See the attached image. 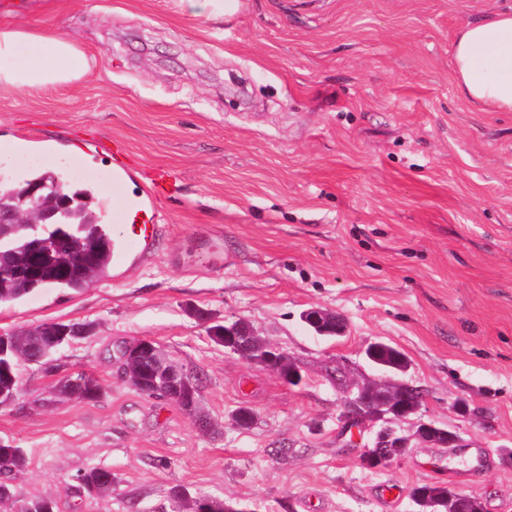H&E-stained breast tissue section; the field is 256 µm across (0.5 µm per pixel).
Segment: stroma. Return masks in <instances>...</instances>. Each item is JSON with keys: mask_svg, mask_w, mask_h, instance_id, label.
Returning a JSON list of instances; mask_svg holds the SVG:
<instances>
[{"mask_svg": "<svg viewBox=\"0 0 512 512\" xmlns=\"http://www.w3.org/2000/svg\"><path fill=\"white\" fill-rule=\"evenodd\" d=\"M26 3L15 24L57 27L106 69L0 93V169L64 171L107 198L114 231L153 169L179 189L158 204L154 261L0 303V335L88 327L21 362V391L0 406V440L27 456L21 492L58 512H171L176 490L252 512H419L411 489L436 484L512 512V112L477 110L451 67L460 28L512 0H242L219 22L179 0ZM119 159L131 177L116 191ZM312 307L343 335L311 333ZM239 318L301 385L210 339ZM137 338L196 375L199 417L127 384L120 348ZM374 341L404 354L423 414L461 447L419 443L383 469L343 447L328 371L370 375ZM81 371L105 395L59 398ZM242 406L251 427L233 421ZM93 466L115 476L110 496L76 492ZM302 321L312 327H322L323 335L334 324L339 325V319L336 315L318 307L310 308L303 312Z\"/></svg>", "mask_w": 512, "mask_h": 512, "instance_id": "35a3bbf8", "label": "stroma"}]
</instances>
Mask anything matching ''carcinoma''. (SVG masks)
I'll list each match as a JSON object with an SVG mask.
<instances>
[{
    "instance_id": "cac0c4a2",
    "label": "carcinoma",
    "mask_w": 512,
    "mask_h": 512,
    "mask_svg": "<svg viewBox=\"0 0 512 512\" xmlns=\"http://www.w3.org/2000/svg\"><path fill=\"white\" fill-rule=\"evenodd\" d=\"M45 185L44 201L51 203L50 195L62 190L66 193L69 205L52 224H40L34 231L47 242L46 255L38 262V274L27 276L20 272L31 262L33 231L20 229L0 239V302L19 301L39 288L52 287L66 292H80L96 281L101 280L112 265V234L107 224L100 219L99 211L92 207V194L87 188L76 190L65 188L64 175L60 170L39 171L29 178L0 181V210L12 208L24 190L32 185ZM93 250L94 263L88 270L80 264V257L87 249ZM43 331H24L8 335L10 339L21 341L23 351L36 362L48 359L60 344L55 341L47 329L56 328V323L43 324ZM371 362L387 373H395L405 368L407 361L402 352L384 344L370 354ZM19 359L8 349L0 355V402L13 400L20 389L18 377ZM140 365L145 387L139 392L152 397H164L170 388L167 375L157 370L148 354L140 356ZM74 378L81 383L73 386L65 381L59 383L61 393H77L81 400H96L106 393L98 377H82L78 373ZM27 463L22 449L0 446V497L18 493L13 484L16 474ZM101 468L93 467L81 474L85 485L94 489L86 492L90 498H104L112 494L115 477L106 484L100 483ZM454 491L441 486L418 485L412 488L410 496L446 497ZM32 512H57L54 499L44 496L27 498Z\"/></svg>"
}]
</instances>
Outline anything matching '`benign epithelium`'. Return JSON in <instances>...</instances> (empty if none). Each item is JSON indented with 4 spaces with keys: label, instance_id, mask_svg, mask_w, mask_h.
I'll use <instances>...</instances> for the list:
<instances>
[{
    "label": "benign epithelium",
    "instance_id": "obj_1",
    "mask_svg": "<svg viewBox=\"0 0 512 512\" xmlns=\"http://www.w3.org/2000/svg\"><path fill=\"white\" fill-rule=\"evenodd\" d=\"M42 199L40 188L31 187L24 192L22 200L8 211L0 212V237L17 224L29 223L30 206ZM302 321L326 332L339 324L336 315L318 307L303 312ZM224 348L246 358L252 364L276 368V375L284 382L297 386L304 380L301 370L278 347L259 336L255 329L244 320H236L224 325L221 339ZM134 354L141 352L156 353L166 374L171 378V389L165 398L175 401L187 409L194 403L188 392L181 390L179 368L173 364L149 339H140L131 343ZM409 387L401 379L389 375H379L368 379H354L346 392L340 414L341 429L339 436L368 427L373 430L369 442L362 446L359 453L360 464L369 469L386 467L395 457L394 448H409L413 442L437 443L444 447L460 445L459 432L443 427L421 414V405L406 406L399 401V393ZM192 512H251L249 508L236 509L220 506L209 499L195 501Z\"/></svg>",
    "mask_w": 512,
    "mask_h": 512
}]
</instances>
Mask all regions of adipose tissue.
Returning a JSON list of instances; mask_svg holds the SVG:
<instances>
[{
    "label": "adipose tissue",
    "instance_id": "ef3b65f1",
    "mask_svg": "<svg viewBox=\"0 0 512 512\" xmlns=\"http://www.w3.org/2000/svg\"><path fill=\"white\" fill-rule=\"evenodd\" d=\"M457 85L482 111L512 112V11L462 27L452 48ZM89 70L77 43L56 29H23L0 22V91L73 86Z\"/></svg>",
    "mask_w": 512,
    "mask_h": 512
}]
</instances>
